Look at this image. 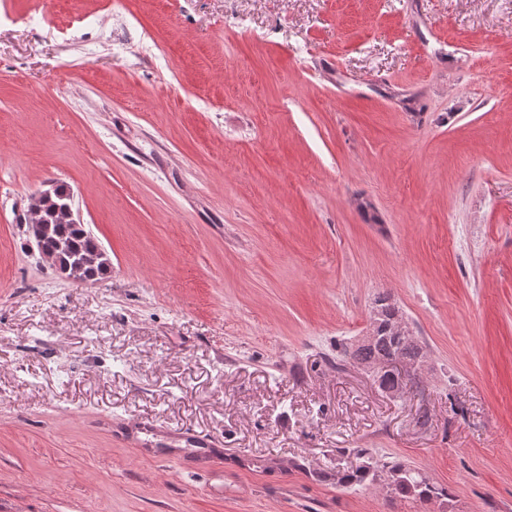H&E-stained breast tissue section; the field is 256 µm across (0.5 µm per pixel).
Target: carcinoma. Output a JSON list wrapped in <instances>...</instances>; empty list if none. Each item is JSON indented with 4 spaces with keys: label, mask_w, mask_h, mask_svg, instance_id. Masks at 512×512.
I'll use <instances>...</instances> for the list:
<instances>
[{
    "label": "carcinoma",
    "mask_w": 512,
    "mask_h": 512,
    "mask_svg": "<svg viewBox=\"0 0 512 512\" xmlns=\"http://www.w3.org/2000/svg\"><path fill=\"white\" fill-rule=\"evenodd\" d=\"M70 200V189L56 186L54 193L40 203L38 220L29 224V230L38 237V249L53 257L54 262L79 281H99L111 270L108 259L98 257L93 266L86 265L87 257L101 249L96 239L82 224L69 223L64 207ZM378 314L372 318L373 340L364 347L348 352L336 359V366H342L348 358L359 362L387 364L395 359L414 361L420 350L389 329L392 318L399 315V308L390 303V298H378ZM359 463L344 472L336 480L342 487H364L378 485L395 498H408L427 503L440 497L448 498V489L432 484L425 475L405 462L379 463L364 450L356 452Z\"/></svg>",
    "instance_id": "carcinoma-1"
}]
</instances>
